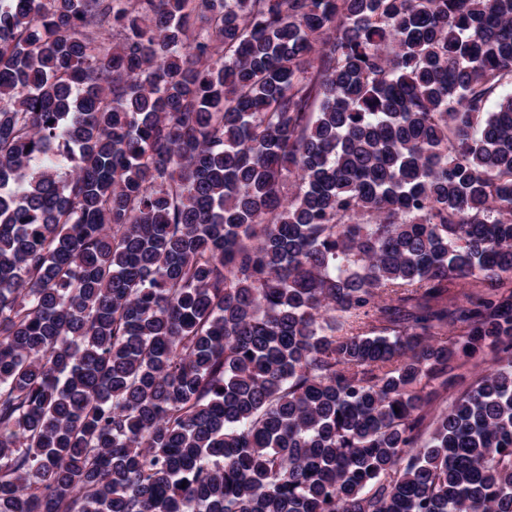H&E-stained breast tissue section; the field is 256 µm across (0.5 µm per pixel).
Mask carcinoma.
Here are the masks:
<instances>
[{"instance_id": "carcinoma-1", "label": "carcinoma", "mask_w": 512, "mask_h": 512, "mask_svg": "<svg viewBox=\"0 0 512 512\" xmlns=\"http://www.w3.org/2000/svg\"><path fill=\"white\" fill-rule=\"evenodd\" d=\"M509 83L512 0H0V512H512ZM491 364V356L488 355L484 360H459L450 364L448 374L455 376L459 382V388L466 387L471 383L480 373H482Z\"/></svg>"}]
</instances>
